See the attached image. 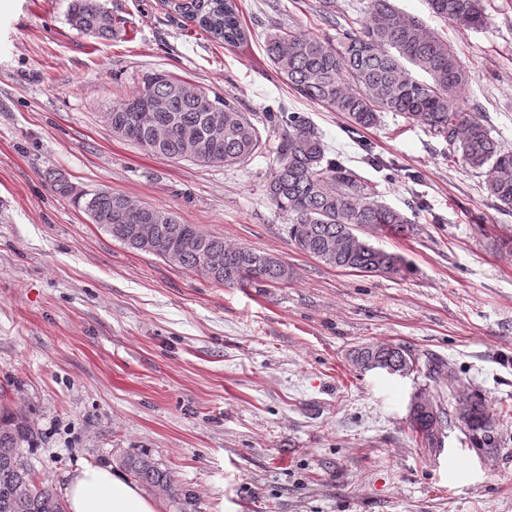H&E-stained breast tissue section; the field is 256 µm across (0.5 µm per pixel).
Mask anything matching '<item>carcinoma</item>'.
Returning <instances> with one entry per match:
<instances>
[{"label":"carcinoma","mask_w":512,"mask_h":512,"mask_svg":"<svg viewBox=\"0 0 512 512\" xmlns=\"http://www.w3.org/2000/svg\"><path fill=\"white\" fill-rule=\"evenodd\" d=\"M428 4L436 16L470 27H480L487 19V0H428ZM168 7L224 45L248 42L237 0H168ZM316 12L337 29L336 38L284 23L272 24L266 32V56L284 83L311 103L341 114L353 131L377 126L385 112L424 127L448 143L450 156L485 177L490 196L512 209V149L492 135L482 113L460 106L468 73L448 41L396 9L391 0H370L358 30L349 18L338 20L336 0H318ZM69 23L98 39L116 36L120 28L100 0H71ZM181 84L165 73L143 75L133 96L112 103L113 136L168 159L192 145L199 150L193 161L202 165H235L264 147L273 154L267 195L287 217L288 239L296 249L332 268L367 276L402 271L404 259L374 245L371 237L407 236L414 225L403 212L381 204L376 189L343 161L325 159V146L315 127L296 115L285 120L267 112L261 130L247 113L215 94L224 138L214 144L202 139L203 128L212 120L204 106L208 94L183 95ZM51 182L57 193L70 198L113 239L133 250L149 251L133 235L132 225L112 221L125 195L99 189L80 198L64 176ZM143 213L153 217L177 265L188 271L229 287L265 288L288 281V266L274 257L228 247L224 239L181 223L171 211L146 206ZM209 251L223 256L222 267L201 268L200 260ZM387 358L397 366L396 376H409L420 367V355L401 343H364L350 353L351 364L361 372L385 369ZM455 417L464 424L470 447L486 448L493 455L503 447L496 413L481 394L458 400ZM409 421L417 436L435 444L446 428L448 412L435 396L420 395L412 400ZM35 436L27 418L0 408V512H66L55 488L34 479L24 448L32 447ZM116 461L148 493L169 500L178 512H187L189 498L148 454L125 453Z\"/></svg>","instance_id":"1"}]
</instances>
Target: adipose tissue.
<instances>
[{
  "label": "adipose tissue",
  "mask_w": 512,
  "mask_h": 512,
  "mask_svg": "<svg viewBox=\"0 0 512 512\" xmlns=\"http://www.w3.org/2000/svg\"><path fill=\"white\" fill-rule=\"evenodd\" d=\"M69 512H158L155 500L120 471L84 465L64 488Z\"/></svg>",
  "instance_id": "ef3b65f1"
}]
</instances>
